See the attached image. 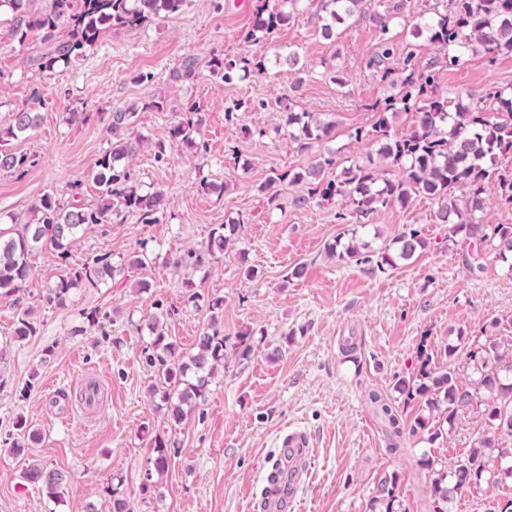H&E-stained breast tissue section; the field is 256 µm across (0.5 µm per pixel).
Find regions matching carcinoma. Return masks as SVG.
Instances as JSON below:
<instances>
[{
    "instance_id": "cac0c4a2",
    "label": "carcinoma",
    "mask_w": 512,
    "mask_h": 512,
    "mask_svg": "<svg viewBox=\"0 0 512 512\" xmlns=\"http://www.w3.org/2000/svg\"><path fill=\"white\" fill-rule=\"evenodd\" d=\"M44 6L25 24L14 28L18 42L27 41L31 33L42 36L49 44L40 56V67L52 71L60 64H69L86 48L95 45L107 30L137 28L152 18L181 13L186 0H41ZM427 8L412 18L413 36H427L430 43L446 55L445 65H457L461 57L481 50L495 59L503 52L512 53V0H425ZM316 6L325 13L322 17L324 36L330 38L336 28L360 12L365 0H279L270 6V0H257L252 29L244 41L271 37L293 14L303 8ZM404 0H388L381 14V51L373 58V65L381 67L391 58L398 60L401 71L398 93L370 106L376 114L372 136L379 142V155L386 165L397 172L389 178L385 171L373 165L354 164L338 168L336 151L321 153L314 164L303 172L273 171L261 186L268 196V204L277 205L283 188L303 184L307 194L299 195L295 205L304 206L308 200L319 197L331 201L337 197L349 203V209L339 219L355 220L365 226V220L375 211L398 205L409 206L415 198L425 196L437 204L435 220L448 225L450 236L479 240L490 246L498 259L512 257V224H497L492 230L482 224L476 214L488 204L489 185L496 186L497 195L512 203V90L499 91L494 98L499 111L485 112L481 108L452 102L439 89V71L416 66L419 45L408 42L397 45L387 37L390 23L402 18ZM68 29L65 39L54 41L56 32ZM211 72L230 84L266 76L265 60L244 55L235 60L213 57L208 61ZM401 114L412 116V124L405 132L393 130L394 120ZM135 113L117 108L110 114L109 130L125 133L134 124ZM39 125V113L31 108H20L12 113L7 127L0 128V171L19 170L27 166L29 157L5 147V143L27 137ZM202 127L199 113L189 110L181 121L170 129V142L197 147V135ZM333 125L321 121L312 112H282L275 127L276 134H285L294 142L310 147L330 138ZM141 137L120 138L103 152L95 163L93 182L99 190L97 204L77 201L68 206L57 203L49 193L40 196L21 219L10 217L0 223V295H13L30 278V258L45 250L60 257L68 254L87 228L92 224H108L129 214L141 224H158L167 211V194L162 189L143 191L133 182L127 161L141 149ZM241 230V222L231 218L218 224L208 233L204 251L210 256H222ZM426 246L421 231L410 228L399 233L390 246L376 256L360 252L351 243L337 250V243L327 245V253L340 261L394 269L401 260L408 261ZM115 266L105 257L70 268L48 291L45 300L55 306H64L75 288H97L114 275ZM186 302L197 308H206L210 322L195 337L192 350L183 354L180 347L165 334L160 316H148L143 328L149 342L144 347V361L155 373L157 382L150 387L152 398L165 407V421L151 429L150 463L153 471L146 474L145 490L157 495L161 485L153 481V474H164L171 460L172 424L180 423L187 414L200 408L209 392L211 378L234 355L243 357L251 330L237 333L236 342L218 326V314L223 312L224 299H206L198 291L187 296ZM36 333L32 311L23 310L18 318L14 338L23 340ZM465 339L444 349L448 365L433 363L432 356L420 351L415 379H400L395 388L407 399H424L430 415L451 424L456 417L468 411L476 399L475 392L461 388L456 381L453 363ZM468 357L480 374L477 385L490 391L487 415L495 422L496 432L512 438V382L503 377L512 373V353L501 350L498 342L489 338L474 340ZM383 423L390 450L400 448L405 431L416 434L427 427L429 419L417 417L406 426L397 408L379 392L370 396ZM17 437L11 442L16 452L25 450V442L36 440L23 417L16 422ZM512 478V448H503L495 438H484L463 460L434 471L430 496L432 512H448V503L463 489L483 480L498 482ZM22 479L38 484L53 501L62 498L66 476L59 470L41 463L31 464L22 473ZM379 496L373 502L384 512H398L395 508V482L379 481Z\"/></svg>"
}]
</instances>
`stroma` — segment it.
<instances>
[{
	"instance_id": "stroma-1",
	"label": "stroma",
	"mask_w": 512,
	"mask_h": 512,
	"mask_svg": "<svg viewBox=\"0 0 512 512\" xmlns=\"http://www.w3.org/2000/svg\"><path fill=\"white\" fill-rule=\"evenodd\" d=\"M253 6L254 0H187L180 14L106 31L69 65L45 73L37 61L39 41L18 42L16 16L0 13V126L24 106L41 115L36 131L9 143L34 165L22 174L0 171V214L24 215L46 193L64 205L94 202L91 174L112 145L108 116L118 106H138L133 129L146 138L130 165L136 184L164 189L169 199L160 223L128 216L94 224L66 258L36 253L25 287L0 296V512H112L116 493L133 512H268L261 492L279 456L278 438L291 426L309 434L311 465L288 512H370L379 481L391 475L398 479L400 512H430L432 475L423 459L449 464L492 434L478 406L438 438L425 430L405 435L394 453L369 395L386 392L410 423L426 408L407 400L395 383L415 375L420 350L439 364L445 346L462 337L491 336L512 350V267L486 244L449 237L423 196L403 209H381L367 227L356 228L338 218L344 200L313 198L299 207L294 199L305 189L298 185L284 189L274 208L259 190L272 171L304 170L322 151L274 134L287 107L332 124L329 146L341 166L376 156L369 106L396 93L401 76L396 60H389L386 76L370 64L379 50L380 0H368L365 15L339 26L333 41L324 38L311 9L293 15L273 39L244 42ZM418 42L421 66L440 68L449 100L491 112L493 92L512 87V53L493 63L472 53L448 70L436 46ZM287 47L299 52L298 68L276 61L278 49ZM243 54L264 58L268 78L227 84L206 66L214 55ZM189 58L194 77L174 80L173 71ZM337 73L342 82L334 81ZM259 99L265 108H253ZM151 100L164 101V108L145 109ZM236 100L245 107L227 119L225 109ZM190 106L202 115L206 151L169 146L156 161L155 142L168 141ZM73 112L79 120H70ZM204 178L222 184V191L199 193ZM230 218L243 226L224 257L175 267L179 254L201 249L210 229ZM409 225L421 229L427 246L396 269L371 272L326 253L337 241L379 251ZM141 247L142 267L95 289H74L67 305L43 303L67 267L97 255L117 267ZM247 266L256 271L250 281L243 275ZM297 266L303 274L295 278ZM192 288L223 298L225 335L247 328L253 334L247 357L229 360L205 403L176 425L177 451L156 495L142 489L152 452L140 429L160 423L163 412L148 393L154 374L142 361L146 339L137 324L163 310L165 332L189 351L209 322L207 311L187 304ZM27 308L37 332L18 341L14 330ZM94 309L110 312L111 322L89 324L84 314ZM90 382L98 397L87 410L81 394ZM21 416L41 439L16 454L5 440ZM33 463L68 475L61 501L22 481ZM116 474L123 477L117 490L111 487ZM510 499L512 480L484 482L454 498L448 510L500 512Z\"/></svg>"
}]
</instances>
